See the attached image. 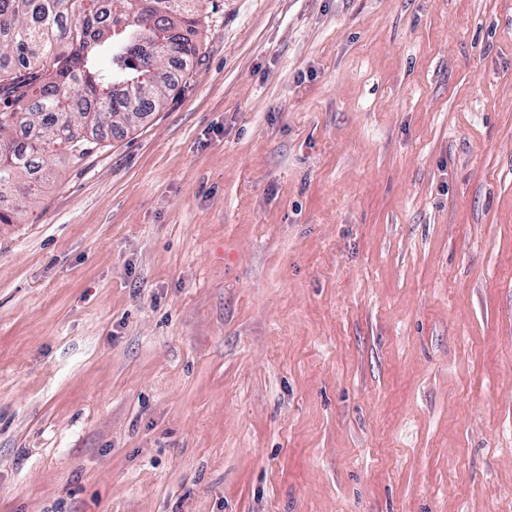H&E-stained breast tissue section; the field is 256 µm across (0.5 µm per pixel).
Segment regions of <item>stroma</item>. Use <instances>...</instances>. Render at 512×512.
Wrapping results in <instances>:
<instances>
[{"mask_svg": "<svg viewBox=\"0 0 512 512\" xmlns=\"http://www.w3.org/2000/svg\"><path fill=\"white\" fill-rule=\"evenodd\" d=\"M201 43L0 224V512H512V0Z\"/></svg>", "mask_w": 512, "mask_h": 512, "instance_id": "1", "label": "stroma"}]
</instances>
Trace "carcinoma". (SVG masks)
I'll use <instances>...</instances> for the list:
<instances>
[{"instance_id":"obj_1","label":"carcinoma","mask_w":512,"mask_h":512,"mask_svg":"<svg viewBox=\"0 0 512 512\" xmlns=\"http://www.w3.org/2000/svg\"><path fill=\"white\" fill-rule=\"evenodd\" d=\"M209 0H0V224L57 155L136 128L197 61Z\"/></svg>"}]
</instances>
